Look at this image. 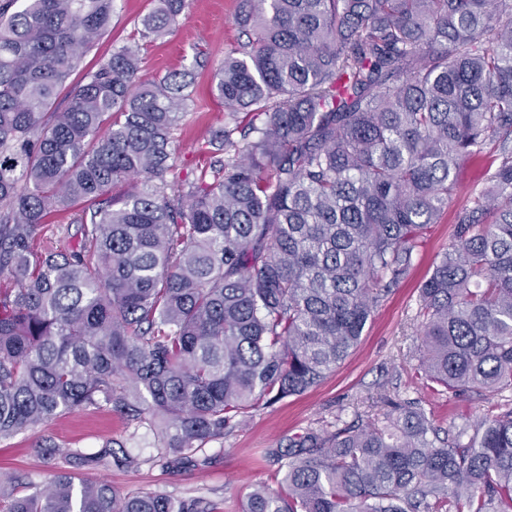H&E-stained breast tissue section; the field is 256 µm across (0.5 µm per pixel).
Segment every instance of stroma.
I'll list each match as a JSON object with an SVG mask.
<instances>
[{
  "instance_id": "stroma-1",
  "label": "stroma",
  "mask_w": 512,
  "mask_h": 512,
  "mask_svg": "<svg viewBox=\"0 0 512 512\" xmlns=\"http://www.w3.org/2000/svg\"><path fill=\"white\" fill-rule=\"evenodd\" d=\"M238 5L239 0H187L178 24L166 37L139 41L136 32L154 0H117L110 29L72 75L73 81L82 80L88 70L111 56L113 48L132 43L142 59V79L192 68L191 97L175 133L173 176L193 172L195 149L224 121V105L211 89L212 76L239 41ZM496 151V144H489L485 157L461 167L457 188L438 223L430 225L414 251L409 274L376 307L360 343L336 371L304 395L253 411L245 423L225 429L223 439L208 442L197 452V465L158 464L157 420L131 424L103 408L63 415L1 443L0 473L22 477V484L15 487L22 495L27 482L46 483L53 473L38 447L42 436L54 437L62 450L78 448L87 453L112 441L140 457L141 466L84 469L82 478L107 480L129 495L163 491L185 501L201 496L217 503L220 512H240L248 486L274 484L279 452L287 448L290 438L308 428L348 424L358 417L377 419L392 405L415 402L440 433L473 431L476 420L489 414L493 404L512 405V389L490 401L471 392L439 394L424 385L415 373L419 287L452 241L458 211L487 187L494 171L490 157Z\"/></svg>"
}]
</instances>
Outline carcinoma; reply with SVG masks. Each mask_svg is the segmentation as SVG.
I'll use <instances>...</instances> for the list:
<instances>
[{
  "mask_svg": "<svg viewBox=\"0 0 512 512\" xmlns=\"http://www.w3.org/2000/svg\"><path fill=\"white\" fill-rule=\"evenodd\" d=\"M114 2L0 0V442L107 406L159 419L161 458L193 463L336 370L495 139L489 187L419 289V372L449 392L512 387V0H241L245 40L213 73L224 124L199 174L172 180L189 69L143 80L121 46L67 86ZM185 8L157 0L137 34L165 36ZM62 210L77 242L34 250ZM39 448L53 480L0 483V512L217 510L76 481L138 464L110 442ZM278 460L243 512H512V408L463 443L410 402L310 428Z\"/></svg>",
  "mask_w": 512,
  "mask_h": 512,
  "instance_id": "cac0c4a2",
  "label": "carcinoma"
}]
</instances>
